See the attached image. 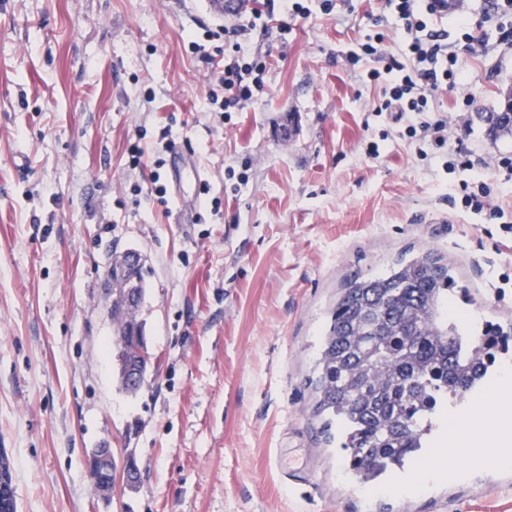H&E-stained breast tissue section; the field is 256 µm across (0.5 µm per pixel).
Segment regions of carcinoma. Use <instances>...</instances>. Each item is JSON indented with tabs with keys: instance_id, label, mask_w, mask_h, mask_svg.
<instances>
[{
	"instance_id": "cac0c4a2",
	"label": "carcinoma",
	"mask_w": 512,
	"mask_h": 512,
	"mask_svg": "<svg viewBox=\"0 0 512 512\" xmlns=\"http://www.w3.org/2000/svg\"><path fill=\"white\" fill-rule=\"evenodd\" d=\"M487 133L512 135V114L480 115ZM455 281L426 254L386 274L349 281L318 365L316 413L334 417L346 469L365 482L418 458L447 406L470 394L509 352L491 322L469 333L450 309Z\"/></svg>"
}]
</instances>
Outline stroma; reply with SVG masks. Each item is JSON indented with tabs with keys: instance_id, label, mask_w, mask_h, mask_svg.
I'll return each instance as SVG.
<instances>
[{
	"instance_id": "1",
	"label": "stroma",
	"mask_w": 512,
	"mask_h": 512,
	"mask_svg": "<svg viewBox=\"0 0 512 512\" xmlns=\"http://www.w3.org/2000/svg\"><path fill=\"white\" fill-rule=\"evenodd\" d=\"M259 0L273 19L244 49L267 55L263 94L224 117V43L236 26L210 0H0V450L17 512H512V459L461 465L459 479L369 498L314 413L322 334L345 284L398 260L448 264L456 305L512 325V188L484 177L504 209L487 223L461 203L447 150L399 136L375 105L386 78L341 54L386 0H335L308 17ZM464 115L434 108L486 159L512 156L480 113L512 86V51L461 56ZM195 158L210 191L189 223L145 183L161 131ZM139 144L137 170L127 149ZM246 174L238 182L237 174ZM139 250L141 316L153 368L123 391L106 274ZM448 426L494 448L480 404ZM134 455L135 487L103 500L93 448Z\"/></svg>"
}]
</instances>
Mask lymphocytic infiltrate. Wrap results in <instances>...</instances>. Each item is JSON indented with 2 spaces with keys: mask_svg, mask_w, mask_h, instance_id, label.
Masks as SVG:
<instances>
[{
  "mask_svg": "<svg viewBox=\"0 0 512 512\" xmlns=\"http://www.w3.org/2000/svg\"><path fill=\"white\" fill-rule=\"evenodd\" d=\"M396 20L395 28L405 47L403 57H395L385 47L386 36L377 32L367 37L354 49L344 53L348 66H356L364 59L374 60L375 68L366 76L377 80L389 75L391 83L378 105L379 111L391 113L395 121L404 122L409 137H417L438 148H448L449 169L471 172L470 181L462 182L460 190L465 206L472 213L489 218L503 217L501 206L495 201L480 173L485 159L473 157L463 138H451L446 120L433 112L438 92L452 91L465 82L459 63L460 52L485 57L492 52L512 50V0H486L483 19L496 23L499 37L496 43L474 36L468 25L467 0H387ZM456 15V35H449L443 21ZM268 23L261 10H251L245 22L224 29V42L231 54L224 63L220 82L224 97L222 112H238L262 91L266 72V58L256 52H244L240 40L256 29H267Z\"/></svg>",
  "mask_w": 512,
  "mask_h": 512,
  "instance_id": "obj_1",
  "label": "lymphocytic infiltrate"
}]
</instances>
